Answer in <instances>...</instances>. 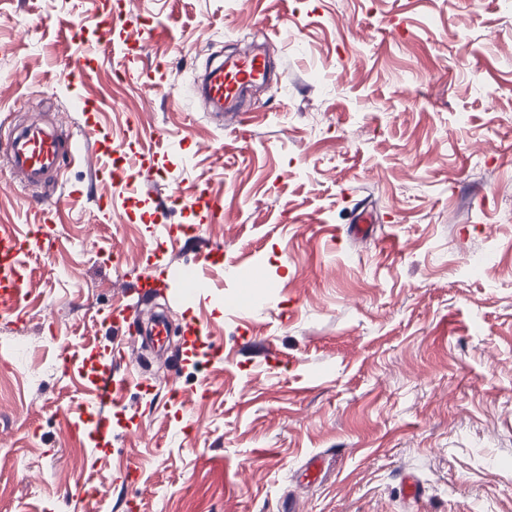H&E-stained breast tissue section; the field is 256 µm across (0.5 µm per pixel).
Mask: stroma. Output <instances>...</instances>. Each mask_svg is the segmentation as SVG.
<instances>
[{
	"instance_id": "1",
	"label": "stroma",
	"mask_w": 512,
	"mask_h": 512,
	"mask_svg": "<svg viewBox=\"0 0 512 512\" xmlns=\"http://www.w3.org/2000/svg\"><path fill=\"white\" fill-rule=\"evenodd\" d=\"M114 3L0 0V135L94 121L155 178L131 197L111 159L67 164L52 213L0 163V224L56 235L26 257L21 321L0 320V512H512V7L129 0L143 50L59 78L73 28L93 39ZM253 38L271 81L218 119L193 81ZM193 185L222 223L174 204ZM481 254L498 261L472 272ZM197 260L218 290L181 300L169 270ZM236 270L271 282L257 310L229 307ZM119 303L167 316L162 351L113 323ZM141 362L147 383L99 412V381ZM78 482L102 496L67 498Z\"/></svg>"
}]
</instances>
